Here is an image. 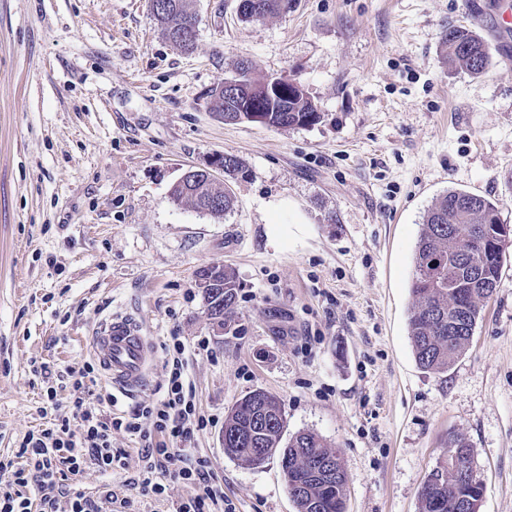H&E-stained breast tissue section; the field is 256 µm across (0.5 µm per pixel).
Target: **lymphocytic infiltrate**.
Instances as JSON below:
<instances>
[{
  "instance_id": "obj_1",
  "label": "lymphocytic infiltrate",
  "mask_w": 512,
  "mask_h": 512,
  "mask_svg": "<svg viewBox=\"0 0 512 512\" xmlns=\"http://www.w3.org/2000/svg\"><path fill=\"white\" fill-rule=\"evenodd\" d=\"M186 346L172 337L164 361V394L145 401L131 412H116L112 394L91 395L95 367L68 371L76 393L70 416L56 418L45 428L29 433L21 444L25 467L13 470L9 488L0 489V512H58L59 499H67L69 512H112L113 505L129 507L128 499L106 494L94 499L77 491L87 467L109 473L122 468L127 453L113 447L112 434L121 431L139 443L146 465L136 481L155 499L166 497L167 482L177 478L191 493L172 512H236L216 481L212 462L205 456L174 457L171 444L191 443L197 434L216 425L215 417L198 413L195 392L186 373Z\"/></svg>"
}]
</instances>
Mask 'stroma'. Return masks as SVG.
<instances>
[{
	"mask_svg": "<svg viewBox=\"0 0 512 512\" xmlns=\"http://www.w3.org/2000/svg\"><path fill=\"white\" fill-rule=\"evenodd\" d=\"M182 52L150 0H0V460L42 427L45 382L72 411L67 367L112 312L144 322L154 373L118 409L163 392L165 346L180 337L198 411L226 418L246 394L282 401L286 435L338 451L346 512H419L450 437L473 452L479 512H512V240L500 286L448 371L416 363L410 284L426 214L448 189L497 203L512 226V55L497 46L502 0H295L242 22L239 0H191ZM493 46L475 76L449 65L445 26ZM250 60L299 81L325 114L311 128L224 123L213 87ZM216 153L237 156L220 217L172 203L174 183ZM231 266L230 330L208 315L196 272ZM207 339V348L197 345ZM46 364L48 378L33 371ZM126 466L87 469L78 488L113 490L126 512H167L135 488L145 460L122 432ZM185 455L208 456L237 512H296L278 458L249 468L222 427Z\"/></svg>",
	"mask_w": 512,
	"mask_h": 512,
	"instance_id": "35a3bbf8",
	"label": "stroma"
}]
</instances>
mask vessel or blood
I'll return each mask as SVG.
<instances>
[{
    "mask_svg": "<svg viewBox=\"0 0 512 512\" xmlns=\"http://www.w3.org/2000/svg\"><path fill=\"white\" fill-rule=\"evenodd\" d=\"M90 351L112 389L128 394L147 385L153 352L142 321L134 315L115 313L101 320L91 334Z\"/></svg>",
    "mask_w": 512,
    "mask_h": 512,
    "instance_id": "obj_1",
    "label": "vessel or blood"
}]
</instances>
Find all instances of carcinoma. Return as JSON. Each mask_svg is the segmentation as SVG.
I'll use <instances>...</instances> for the list:
<instances>
[{
	"instance_id": "cac0c4a2",
	"label": "carcinoma",
	"mask_w": 512,
	"mask_h": 512,
	"mask_svg": "<svg viewBox=\"0 0 512 512\" xmlns=\"http://www.w3.org/2000/svg\"><path fill=\"white\" fill-rule=\"evenodd\" d=\"M155 20L166 39L176 48L190 50L177 34L196 20L190 0H159ZM281 13L280 0H244L241 20L259 21ZM441 47L452 65L474 75L491 64L488 41L465 26L450 25L441 35ZM239 78L231 85L211 90L210 110L227 124L258 123L273 128L312 127L324 114L304 89L288 87L281 97L267 95L268 78L254 75L252 64L240 62ZM224 199L222 212L230 211L234 195L226 184L203 178L173 186L170 199L176 205L205 209ZM497 204L472 192L450 189L429 209L417 241L411 282L413 309L409 320L412 346L418 365L427 372L446 371L469 345L478 320L480 302L499 287L504 250ZM479 230V243L462 251V238ZM214 283L203 289L208 311L224 317L229 326L240 283L233 268L215 265ZM286 417L280 399L265 390L244 396L224 420V453L246 467H259L272 456L280 459L286 486L304 480L307 490L295 501L297 512H344L345 471L336 461L339 476L332 482L310 478L308 468L319 458L333 454L313 433L298 432L284 439ZM472 486L463 476L453 477L443 466L431 473L420 492L419 512H456L459 495H471Z\"/></svg>"
}]
</instances>
